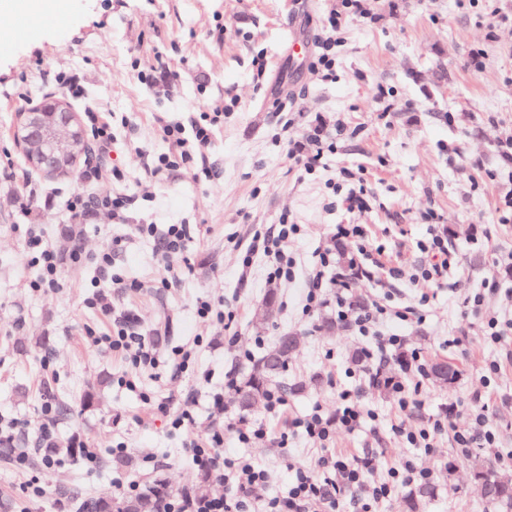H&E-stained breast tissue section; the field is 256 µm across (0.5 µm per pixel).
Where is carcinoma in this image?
<instances>
[{
    "instance_id": "cac0c4a2",
    "label": "carcinoma",
    "mask_w": 512,
    "mask_h": 512,
    "mask_svg": "<svg viewBox=\"0 0 512 512\" xmlns=\"http://www.w3.org/2000/svg\"><path fill=\"white\" fill-rule=\"evenodd\" d=\"M294 348L295 337L285 334L259 357L252 372L237 387L241 408L250 410L265 401L268 391L288 371ZM429 373L444 386L454 383L458 375L455 365L448 360L433 362ZM472 475L481 486L486 501L512 512V483L501 481L489 466L479 461L473 463ZM166 493L167 485L159 479L148 493L141 496L122 499L101 497L91 503L90 512H156Z\"/></svg>"
}]
</instances>
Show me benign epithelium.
<instances>
[{
  "label": "benign epithelium",
  "mask_w": 512,
  "mask_h": 512,
  "mask_svg": "<svg viewBox=\"0 0 512 512\" xmlns=\"http://www.w3.org/2000/svg\"><path fill=\"white\" fill-rule=\"evenodd\" d=\"M17 138L30 161L51 174L58 173L82 146L76 113L60 107L57 100L43 102L34 112H24Z\"/></svg>",
  "instance_id": "benign-epithelium-1"
}]
</instances>
